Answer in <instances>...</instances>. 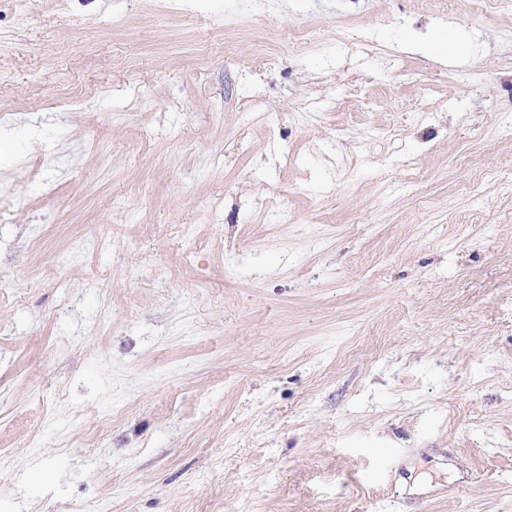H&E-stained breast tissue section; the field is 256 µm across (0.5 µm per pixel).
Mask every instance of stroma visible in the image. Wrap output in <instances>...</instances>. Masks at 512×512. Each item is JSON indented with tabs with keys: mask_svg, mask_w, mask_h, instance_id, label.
I'll return each mask as SVG.
<instances>
[{
	"mask_svg": "<svg viewBox=\"0 0 512 512\" xmlns=\"http://www.w3.org/2000/svg\"><path fill=\"white\" fill-rule=\"evenodd\" d=\"M0 110V512H512V0H0Z\"/></svg>",
	"mask_w": 512,
	"mask_h": 512,
	"instance_id": "obj_1",
	"label": "stroma"
}]
</instances>
